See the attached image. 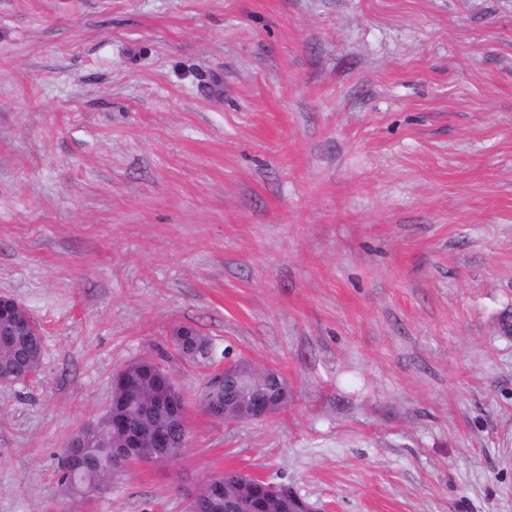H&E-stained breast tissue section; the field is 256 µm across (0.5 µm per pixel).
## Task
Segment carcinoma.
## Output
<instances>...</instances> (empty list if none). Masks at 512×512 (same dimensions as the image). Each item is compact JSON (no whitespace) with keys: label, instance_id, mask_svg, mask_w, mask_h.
<instances>
[{"label":"carcinoma","instance_id":"cac0c4a2","mask_svg":"<svg viewBox=\"0 0 512 512\" xmlns=\"http://www.w3.org/2000/svg\"><path fill=\"white\" fill-rule=\"evenodd\" d=\"M14 325L11 322L0 323V376L19 377L26 382L34 377L41 366L43 357L42 336H13ZM171 341L178 354L194 359L206 352L208 340L199 331L190 327H179ZM236 379L230 381L228 389L237 393L230 404H224V396L217 393L213 397L202 396L203 410L216 419L243 418L249 408L244 403L245 396L255 391L261 383L254 380L252 363L248 360L237 361ZM129 381L133 400L127 407L128 418L139 437L136 459L152 457L155 452L152 431L170 425V413L165 405L174 380L171 375L149 358H141L123 366ZM112 437L102 435L89 441L88 448L76 456L68 449L62 450V462L59 481L64 489L74 495H88L99 490L100 486L112 477ZM223 484L224 495L230 499L245 500L251 493L255 479L251 475L233 471L215 474L198 487L197 492L205 494L209 485Z\"/></svg>","mask_w":512,"mask_h":512}]
</instances>
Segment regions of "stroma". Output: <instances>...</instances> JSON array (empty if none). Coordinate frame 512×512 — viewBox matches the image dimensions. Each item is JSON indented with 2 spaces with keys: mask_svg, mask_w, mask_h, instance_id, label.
Returning <instances> with one entry per match:
<instances>
[{
  "mask_svg": "<svg viewBox=\"0 0 512 512\" xmlns=\"http://www.w3.org/2000/svg\"><path fill=\"white\" fill-rule=\"evenodd\" d=\"M0 295L44 343L0 384V512H188L227 469L512 512V0H0ZM226 349L286 411L201 409ZM159 356L187 447L68 494L62 448ZM171 341L178 354L185 358L195 359L198 355L207 352L209 343L205 336L190 327H178Z\"/></svg>",
  "mask_w": 512,
  "mask_h": 512,
  "instance_id": "obj_1",
  "label": "stroma"
}]
</instances>
